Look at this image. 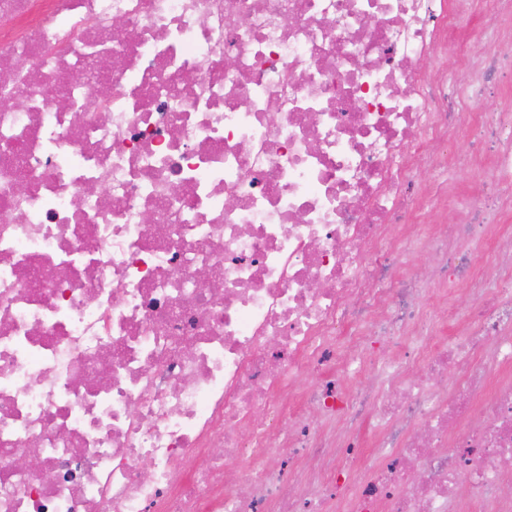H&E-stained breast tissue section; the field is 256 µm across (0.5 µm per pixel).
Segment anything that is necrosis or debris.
I'll return each mask as SVG.
<instances>
[{"mask_svg":"<svg viewBox=\"0 0 512 512\" xmlns=\"http://www.w3.org/2000/svg\"><path fill=\"white\" fill-rule=\"evenodd\" d=\"M484 3L480 92L512 68V0ZM469 6L0 0V512H512V234L466 311L395 275L471 262L413 232L417 170L473 119L448 56ZM482 125L466 235L512 189V105Z\"/></svg>","mask_w":512,"mask_h":512,"instance_id":"4bbe7bcc","label":"necrosis or debris"}]
</instances>
